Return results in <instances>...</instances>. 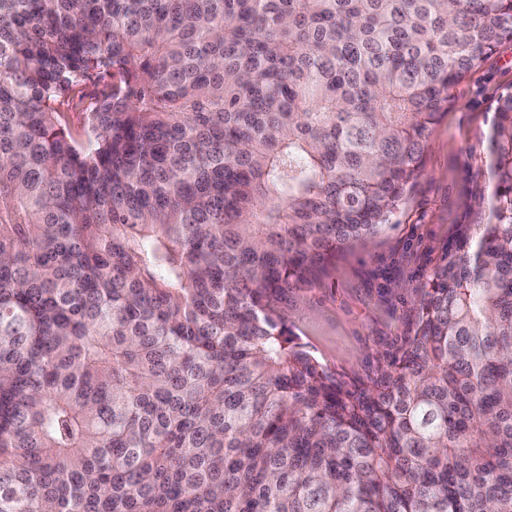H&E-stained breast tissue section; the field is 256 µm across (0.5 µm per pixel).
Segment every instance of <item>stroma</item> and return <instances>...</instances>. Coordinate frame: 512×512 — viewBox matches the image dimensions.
I'll return each instance as SVG.
<instances>
[{
	"instance_id": "stroma-1",
	"label": "stroma",
	"mask_w": 512,
	"mask_h": 512,
	"mask_svg": "<svg viewBox=\"0 0 512 512\" xmlns=\"http://www.w3.org/2000/svg\"><path fill=\"white\" fill-rule=\"evenodd\" d=\"M512 88V42L459 83L433 126L421 176L385 230L339 253L312 285L280 306L287 336L348 382L375 379L409 335L417 288L462 225L488 218L487 135L499 95Z\"/></svg>"
}]
</instances>
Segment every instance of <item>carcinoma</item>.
<instances>
[{
  "mask_svg": "<svg viewBox=\"0 0 512 512\" xmlns=\"http://www.w3.org/2000/svg\"><path fill=\"white\" fill-rule=\"evenodd\" d=\"M506 40L512 0H0V512H512V89L375 379L278 315Z\"/></svg>",
  "mask_w": 512,
  "mask_h": 512,
  "instance_id": "obj_1",
  "label": "carcinoma"
}]
</instances>
